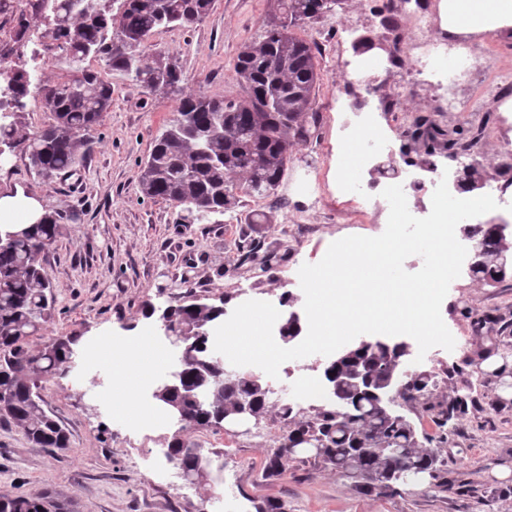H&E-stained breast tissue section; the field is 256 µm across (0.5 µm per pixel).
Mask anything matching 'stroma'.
Returning <instances> with one entry per match:
<instances>
[{
  "label": "stroma",
  "instance_id": "obj_1",
  "mask_svg": "<svg viewBox=\"0 0 512 512\" xmlns=\"http://www.w3.org/2000/svg\"><path fill=\"white\" fill-rule=\"evenodd\" d=\"M387 3L394 14L407 16L392 29L382 23ZM276 5V0H214L194 28L150 36V58L178 65L184 94L240 98L245 90L233 65L244 43L263 35ZM426 13L425 0H344L341 8L298 29V36L319 48L320 85L313 102L319 122L307 140L292 147L276 195H241L232 215L220 220L180 223L178 209L140 193V167L179 100L121 71L108 74L112 105L89 132L90 151L76 170L45 184L23 153L1 156V189L20 188L62 216V234L41 257L56 303L37 344L57 336L82 343L108 332L118 341L147 342L157 352L155 363L172 371L179 354L162 336L158 319L145 318L144 305L175 303L183 284L196 296L223 302L229 313L250 299L280 305L285 294L291 309L303 311L299 268L319 262L338 239L373 237L386 228L388 210L358 198V184L377 182L381 170L402 167L423 183L421 191L408 195L409 210L418 217L429 214L435 176L419 168L426 148L408 136L417 118L434 120L471 145L453 161L435 154L438 169L453 172L474 164L488 183H503L504 157L512 152V112L499 111L494 103L475 104L474 98L491 76L512 74V42L489 35L466 52L469 74L451 92L438 77L419 72L410 57L383 76L376 91L359 87L356 66L362 56L355 42L386 36L407 44L430 29ZM451 94L460 106L448 110L444 103ZM399 95L405 98L403 111L372 113L382 145L370 165L360 166L358 146L369 143V134L355 143L340 142L343 128L359 118L355 102L380 104ZM441 315L454 349L433 348L422 362H403L400 372L404 381L428 372L431 395L393 403L394 410L421 418L431 433L430 406L468 396V411L445 428L447 442L428 445L440 462L435 477L368 492L321 459L303 455L287 460L280 474L266 473L269 457L288 434L283 403L292 404L301 420L336 407L313 357L285 362L275 379L253 366L239 367V374L281 391L260 424L182 431L170 420L141 423L161 380L155 364L124 373L133 399L124 410L107 399L110 363L96 356L86 369L78 355L67 374L43 379L40 388L44 409L69 436L68 448L31 445L13 424L0 421V497L48 490L72 500L74 512H214L218 492L224 495L223 512H256L266 499L283 503L285 512H512V279L492 287L460 275ZM177 433L208 458L204 480L169 478L165 444Z\"/></svg>",
  "mask_w": 512,
  "mask_h": 512
}]
</instances>
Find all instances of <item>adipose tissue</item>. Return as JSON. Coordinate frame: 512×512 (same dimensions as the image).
<instances>
[{
    "instance_id": "adipose-tissue-1",
    "label": "adipose tissue",
    "mask_w": 512,
    "mask_h": 512,
    "mask_svg": "<svg viewBox=\"0 0 512 512\" xmlns=\"http://www.w3.org/2000/svg\"><path fill=\"white\" fill-rule=\"evenodd\" d=\"M432 10L449 41L469 47L488 35L512 41V0H433ZM43 214L35 198L19 191L0 193V233L22 231Z\"/></svg>"
}]
</instances>
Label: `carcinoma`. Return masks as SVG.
<instances>
[{
    "instance_id": "cac0c4a2",
    "label": "carcinoma",
    "mask_w": 512,
    "mask_h": 512,
    "mask_svg": "<svg viewBox=\"0 0 512 512\" xmlns=\"http://www.w3.org/2000/svg\"><path fill=\"white\" fill-rule=\"evenodd\" d=\"M341 0H277L278 14L266 24L261 39L246 44L234 63V73L246 96L224 100L206 95L188 96L164 131L155 138L138 177L143 196L161 199L180 209V220L193 224L212 215L234 210L238 192L262 198L275 194L285 167L286 150L309 137L318 115L312 104L320 74L315 44L292 29L326 14ZM214 0H51L49 39L79 62L92 57L99 67H77L59 81L40 87L42 105L53 121L30 134H20L21 113L26 108L30 80L27 73L0 56V151L21 150L34 173L44 181L80 165L89 141L83 133L97 126L112 103V84L106 73L121 70L165 93H174L182 80L173 64H153L145 56V42L156 31L188 29L202 21ZM13 40L18 42L30 27V13L12 10ZM410 138L424 140L427 155L436 147L452 154L463 148L446 138L426 119H420ZM60 216L49 211L23 232L10 233L0 246V418L12 423L33 445L66 448L68 437L61 425L42 407L39 382L70 368L74 339L58 336L34 351L30 340L41 335L55 304L39 255L60 235ZM468 234L481 241L493 258L506 248L491 224H470ZM512 273L499 272L488 263L473 277L495 285ZM172 323L189 337L192 361L182 366L185 380L199 374L220 379L205 404L182 394H164L161 402L184 417V427H218L224 413L251 391V375H224L223 360L208 346L209 325L223 316L221 307L200 302L191 290L170 306ZM402 355L365 348L332 368L348 381L347 372L357 363L370 367L378 380L399 378ZM434 385L427 374H414L405 383L404 399L425 398ZM342 408L320 411L309 420L293 422L287 443L267 462L279 473L290 454V443L336 472L361 480L368 489L386 490L403 481L399 474L411 466L430 475L437 471V456L423 446L433 438L419 432L416 422L403 414L383 411L367 394L344 388ZM468 410L467 397L458 395L438 406L432 416L438 433L448 421ZM381 448L364 456L361 449ZM169 459L203 478L209 460L178 437L168 448ZM65 504L46 490L29 496L1 497L0 512H65Z\"/></svg>"
}]
</instances>
